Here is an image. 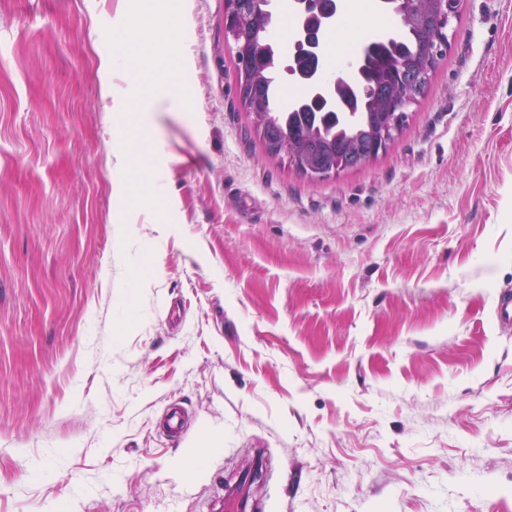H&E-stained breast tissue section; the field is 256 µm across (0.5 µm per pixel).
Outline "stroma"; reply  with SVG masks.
I'll return each instance as SVG.
<instances>
[{
    "instance_id": "35a3bbf8",
    "label": "stroma",
    "mask_w": 512,
    "mask_h": 512,
    "mask_svg": "<svg viewBox=\"0 0 512 512\" xmlns=\"http://www.w3.org/2000/svg\"><path fill=\"white\" fill-rule=\"evenodd\" d=\"M145 4L180 53L137 82ZM344 19L330 68L380 35ZM117 37L166 111L104 98ZM506 289L512 0H461L399 135L325 180L267 155L224 0H0V512H225L255 462L266 512H512ZM187 413L179 405H172L161 423L165 432L179 441L183 440L186 433Z\"/></svg>"
}]
</instances>
